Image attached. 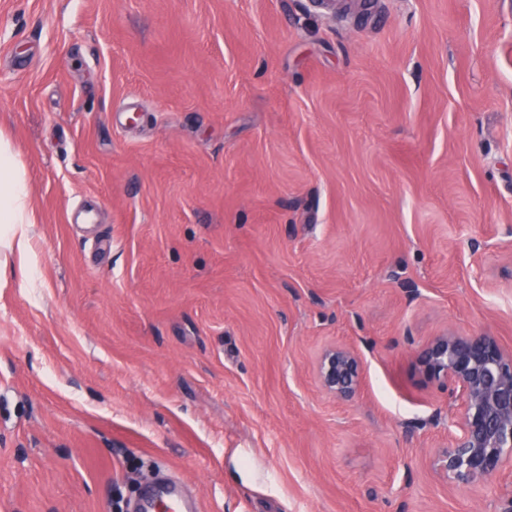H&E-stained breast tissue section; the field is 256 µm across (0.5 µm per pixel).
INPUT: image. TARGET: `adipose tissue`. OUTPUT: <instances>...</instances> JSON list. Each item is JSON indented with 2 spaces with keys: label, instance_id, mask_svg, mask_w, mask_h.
<instances>
[{
  "label": "adipose tissue",
  "instance_id": "adipose-tissue-1",
  "mask_svg": "<svg viewBox=\"0 0 512 512\" xmlns=\"http://www.w3.org/2000/svg\"><path fill=\"white\" fill-rule=\"evenodd\" d=\"M33 221L28 175L18 163L11 142L0 136V248L26 256L28 227Z\"/></svg>",
  "mask_w": 512,
  "mask_h": 512
}]
</instances>
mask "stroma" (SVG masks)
Returning <instances> with one entry per match:
<instances>
[{"instance_id": "1", "label": "stroma", "mask_w": 512, "mask_h": 512, "mask_svg": "<svg viewBox=\"0 0 512 512\" xmlns=\"http://www.w3.org/2000/svg\"><path fill=\"white\" fill-rule=\"evenodd\" d=\"M0 135V512H501L413 358L512 349V0H0ZM34 224L28 175L18 163L11 142L0 136V248L20 258L19 272L28 276L24 258L28 252V227ZM317 379L321 389L341 400L353 398L363 379V365L356 350L333 344L323 349L317 361Z\"/></svg>"}]
</instances>
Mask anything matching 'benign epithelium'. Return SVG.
Listing matches in <instances>:
<instances>
[{
  "instance_id": "benign-epithelium-1",
  "label": "benign epithelium",
  "mask_w": 512,
  "mask_h": 512,
  "mask_svg": "<svg viewBox=\"0 0 512 512\" xmlns=\"http://www.w3.org/2000/svg\"><path fill=\"white\" fill-rule=\"evenodd\" d=\"M425 380L461 401L456 430L432 457L435 473L448 482L470 484L512 471V351L487 333L446 332L415 356ZM321 389L341 400L353 398L363 379L356 350L333 344L317 361Z\"/></svg>"
}]
</instances>
